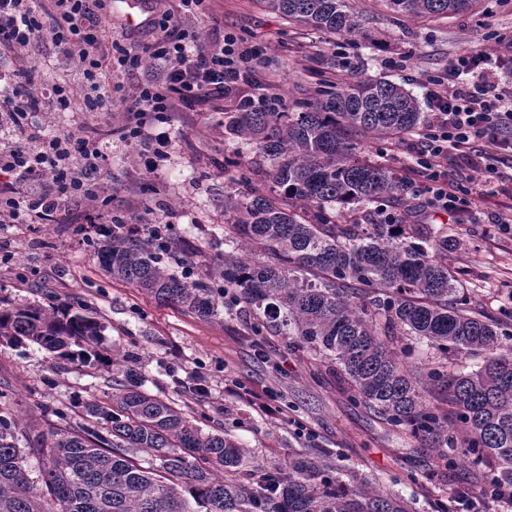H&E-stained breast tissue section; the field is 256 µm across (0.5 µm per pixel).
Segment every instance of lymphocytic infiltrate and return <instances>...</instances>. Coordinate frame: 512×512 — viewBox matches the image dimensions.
Wrapping results in <instances>:
<instances>
[{"mask_svg": "<svg viewBox=\"0 0 512 512\" xmlns=\"http://www.w3.org/2000/svg\"><path fill=\"white\" fill-rule=\"evenodd\" d=\"M204 2L177 0L174 9L153 19L159 34L152 51L158 72L136 80L128 111L162 114L229 95L243 105L253 102L241 82L254 68L256 49L218 29L207 45H199L197 35L179 23L182 15L201 10ZM106 14L105 0H50L46 8L35 7L34 0H0V56L19 55L50 37L58 56L79 64L89 109L111 110L112 51L102 41ZM37 74V65H21L8 72L6 85L0 87V122L13 125L24 137L19 145L0 152V224L53 221L63 204L97 196L96 174L108 164L94 135L76 139L27 131L29 113L62 111L71 104L65 84L42 88ZM504 74L499 60L471 51L425 83L429 116L410 148L416 164L409 182L416 185L426 208L471 212L478 176L499 182L501 193L512 190V175L493 164L499 155L512 154V84ZM452 166L460 173L453 183L448 180Z\"/></svg>", "mask_w": 512, "mask_h": 512, "instance_id": "f902f5d3", "label": "lymphocytic infiltrate"}]
</instances>
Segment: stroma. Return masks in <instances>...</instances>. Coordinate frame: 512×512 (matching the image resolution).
<instances>
[{
  "label": "stroma",
  "mask_w": 512,
  "mask_h": 512,
  "mask_svg": "<svg viewBox=\"0 0 512 512\" xmlns=\"http://www.w3.org/2000/svg\"><path fill=\"white\" fill-rule=\"evenodd\" d=\"M362 34L346 36L288 23L262 0H211L206 14L187 17L186 25L208 39L214 22L261 55L249 79L250 90L282 99L286 106L309 97L337 58V82L384 77L423 96V79L447 70L461 54L481 50L512 56V0H480L474 14L438 21H413L395 15L379 0H349ZM124 0H112V39L134 47L141 69L154 72L147 50L155 41L150 27H131ZM37 61L46 82L67 83L73 99L64 112L34 117L43 133L81 137L97 130L110 164L99 178L111 190L105 208L113 223L164 224L172 238L204 247L212 265L224 256V192L232 171L227 156L254 159L255 149L224 132L225 113L235 98L204 107H185L158 122L153 113L124 110L130 92L122 67L112 71V109L87 111L83 76L77 64L57 57L50 41L38 45ZM138 121L146 138L131 141L123 131ZM167 132V156L154 172L140 160L151 154L150 132ZM512 204L499 195L478 203L464 216L420 209L413 223L447 229L460 242L448 264L464 273L467 290L480 293L488 309L512 302V232L495 231L488 218ZM96 204H65L49 224H0V299L11 304L79 305L106 326L101 347L133 354L135 371L147 388L178 400L207 431H223L249 451L250 466L287 464L292 452H330L345 469L375 477L380 488L415 501V512H435L434 502L466 493L460 512H501L489 505L478 484L456 466L442 479L427 477V449L395 432L376 414L354 404L345 385L321 359L290 344L285 336H255L238 316L202 318L165 305L131 284L112 280L101 267L103 240ZM126 368L81 364L55 365L37 348L0 346V416L16 423L18 446L27 448L37 432L59 426L55 412L76 401L103 398L111 384L125 381ZM283 408L278 417L258 408L267 395Z\"/></svg>",
  "instance_id": "stroma-1"
}]
</instances>
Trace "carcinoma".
<instances>
[{"instance_id": "cac0c4a2", "label": "carcinoma", "mask_w": 512, "mask_h": 512, "mask_svg": "<svg viewBox=\"0 0 512 512\" xmlns=\"http://www.w3.org/2000/svg\"><path fill=\"white\" fill-rule=\"evenodd\" d=\"M312 31L359 29L347 0H265ZM408 17H446L475 0H382ZM417 100L384 78L325 84L293 110L266 104L224 113V129L256 146L270 183L246 175L224 193L219 278L168 234L106 231L100 261L112 278L211 317L230 303L248 329L284 334L331 364L356 401L428 448L438 470L469 463L480 484L512 487V309L478 307L448 267L456 239L429 224H342L359 205L413 199L404 176L361 160L371 137L423 124ZM188 269L176 272L172 265ZM105 326L71 305L0 301V346H36L65 364H116L97 347ZM429 350L411 360L416 344ZM88 420L37 436L41 488L29 479L15 424L0 417V512H412L402 496L336 465L295 453L284 468L235 477L245 453L205 432L174 401L128 374ZM152 452L143 465L140 449Z\"/></svg>"}]
</instances>
